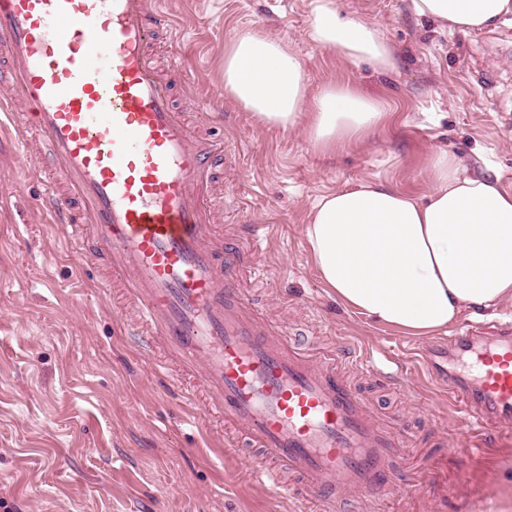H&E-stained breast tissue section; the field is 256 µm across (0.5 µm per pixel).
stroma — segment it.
Returning a JSON list of instances; mask_svg holds the SVG:
<instances>
[{
	"label": "stroma",
	"mask_w": 512,
	"mask_h": 512,
	"mask_svg": "<svg viewBox=\"0 0 512 512\" xmlns=\"http://www.w3.org/2000/svg\"><path fill=\"white\" fill-rule=\"evenodd\" d=\"M178 27L175 95L191 122L224 141L216 188L225 233L259 238L266 279L250 298L272 320L326 347L341 339L383 348L396 329L346 309L325 288L302 234L322 195L380 180L423 196L426 161L441 149L467 169H493L512 185V22L479 34L447 31L410 0H336L341 14L378 25L394 69L351 61L307 36L312 0H165ZM254 27L288 39L310 95L351 84L382 104L371 135L333 154L304 128L256 125L224 95V49ZM32 158L0 139V512H291L287 499L249 478L237 449L196 405L172 398L126 343L121 297L106 298L94 266L62 245L66 230L40 208ZM413 360L465 374L470 354L449 356L444 334L403 336ZM408 387L352 383L410 435L389 492L359 512H512V440L455 450L464 426L442 391L417 373Z\"/></svg>",
	"instance_id": "stroma-1"
}]
</instances>
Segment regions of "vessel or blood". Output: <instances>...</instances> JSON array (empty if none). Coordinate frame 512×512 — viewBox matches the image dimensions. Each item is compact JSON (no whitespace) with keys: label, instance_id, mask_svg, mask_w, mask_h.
<instances>
[{"label":"vessel or blood","instance_id":"1","mask_svg":"<svg viewBox=\"0 0 512 512\" xmlns=\"http://www.w3.org/2000/svg\"><path fill=\"white\" fill-rule=\"evenodd\" d=\"M175 30L156 0H0V112L35 158L43 211L134 309L141 356L254 449L248 474L296 512H344L347 495L390 483L406 440L345 373L397 386L408 364L347 342L323 354L251 304L239 277L264 276L260 247L229 242L214 221L224 145L187 120L148 53ZM448 352L476 356L474 377L444 384L467 417L457 447L505 437L512 331L472 323Z\"/></svg>","mask_w":512,"mask_h":512}]
</instances>
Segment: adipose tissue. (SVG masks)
<instances>
[{"label": "adipose tissue", "mask_w": 512, "mask_h": 512, "mask_svg": "<svg viewBox=\"0 0 512 512\" xmlns=\"http://www.w3.org/2000/svg\"><path fill=\"white\" fill-rule=\"evenodd\" d=\"M440 26L480 33L512 15V0H411ZM308 38L384 70L395 58L377 25L313 0ZM224 94L262 126L305 128L333 153L377 129L379 102L342 83L310 96L305 66L287 40L243 29L224 50ZM420 197L376 181L323 195L303 235L322 283L346 308L411 336H429L464 311L512 301V190L496 175L463 174L445 150L427 161Z\"/></svg>", "instance_id": "adipose-tissue-1"}]
</instances>
